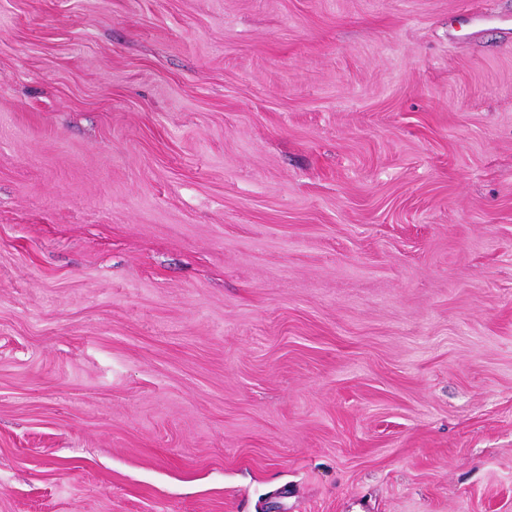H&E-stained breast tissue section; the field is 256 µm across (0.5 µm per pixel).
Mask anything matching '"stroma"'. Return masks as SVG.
Segmentation results:
<instances>
[{"label": "stroma", "mask_w": 512, "mask_h": 512, "mask_svg": "<svg viewBox=\"0 0 512 512\" xmlns=\"http://www.w3.org/2000/svg\"><path fill=\"white\" fill-rule=\"evenodd\" d=\"M0 512H512V0H0Z\"/></svg>", "instance_id": "1"}]
</instances>
